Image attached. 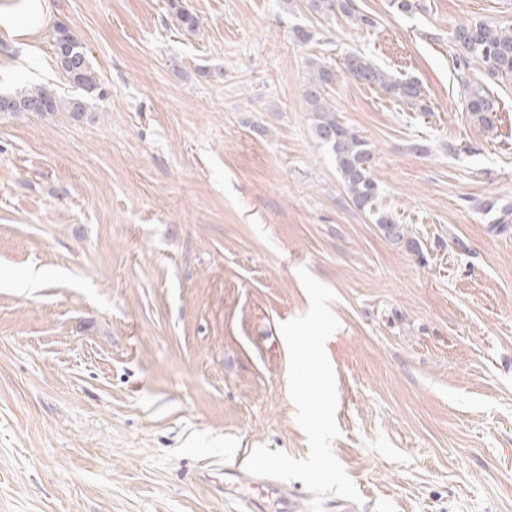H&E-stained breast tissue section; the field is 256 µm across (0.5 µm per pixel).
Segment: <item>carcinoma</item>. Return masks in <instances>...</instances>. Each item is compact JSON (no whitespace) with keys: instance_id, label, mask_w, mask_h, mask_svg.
Masks as SVG:
<instances>
[{"instance_id":"carcinoma-1","label":"carcinoma","mask_w":512,"mask_h":512,"mask_svg":"<svg viewBox=\"0 0 512 512\" xmlns=\"http://www.w3.org/2000/svg\"><path fill=\"white\" fill-rule=\"evenodd\" d=\"M170 6L184 27L193 30L198 26L197 17L177 0H171ZM312 7L325 16L342 14L362 25L373 24L370 17L356 13L353 0H312ZM452 39L456 50L455 67L466 73L477 66L482 74L481 79L468 82L466 111L488 126L492 123L496 100L489 94L486 82L512 78V27L485 20H465L455 25ZM53 49L58 68L70 85L86 94L97 89V78L87 52L71 31L56 26ZM344 70L354 79L378 86L408 104L420 101L418 82L394 78L360 52H352L344 58ZM335 80V71L324 63L315 67L305 86L303 96L313 134L318 143L333 155L336 171L354 206L368 213L385 236L417 252L419 244L408 238L405 228L389 212L377 207L380 189L373 175L372 151L353 130L338 120L326 95V89ZM7 99L26 103L33 112H64L73 120L86 116V100L81 95L61 97L44 88H35L9 95Z\"/></svg>"}]
</instances>
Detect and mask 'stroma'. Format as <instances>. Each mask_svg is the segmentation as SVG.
<instances>
[{
    "label": "stroma",
    "mask_w": 512,
    "mask_h": 512,
    "mask_svg": "<svg viewBox=\"0 0 512 512\" xmlns=\"http://www.w3.org/2000/svg\"><path fill=\"white\" fill-rule=\"evenodd\" d=\"M48 0L99 79L90 115L0 113V512H253L259 446L306 457L279 326L307 269L336 295L325 352L360 503L324 512H512V79L467 112L450 34L512 0ZM324 33L299 43L296 28ZM352 51L419 81L423 108L341 73ZM377 158L350 201L302 86ZM72 95L44 30H0V93ZM312 7L325 16H336L342 14L346 17H353L362 25H372L373 20L358 13L356 15L355 4L352 0H312ZM335 80V71L323 63L315 67L305 86L303 96L313 134L318 143L333 155L336 171L354 206L367 212L374 224H379L385 236L396 243H404L411 252H418L419 244L408 238L402 224L389 212L376 208L380 189L373 175L374 156L368 144L338 120L336 111L329 103L326 89Z\"/></svg>",
    "instance_id": "stroma-1"
}]
</instances>
